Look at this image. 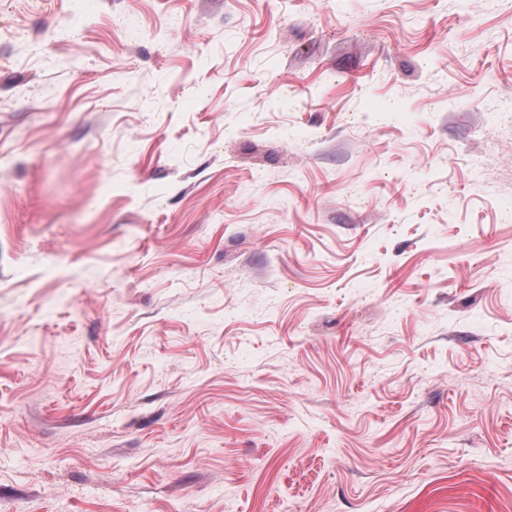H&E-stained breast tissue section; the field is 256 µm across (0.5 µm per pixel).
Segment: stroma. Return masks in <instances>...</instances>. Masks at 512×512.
Returning a JSON list of instances; mask_svg holds the SVG:
<instances>
[{
    "label": "stroma",
    "mask_w": 512,
    "mask_h": 512,
    "mask_svg": "<svg viewBox=\"0 0 512 512\" xmlns=\"http://www.w3.org/2000/svg\"><path fill=\"white\" fill-rule=\"evenodd\" d=\"M512 0H0V512H512Z\"/></svg>",
    "instance_id": "35a3bbf8"
}]
</instances>
